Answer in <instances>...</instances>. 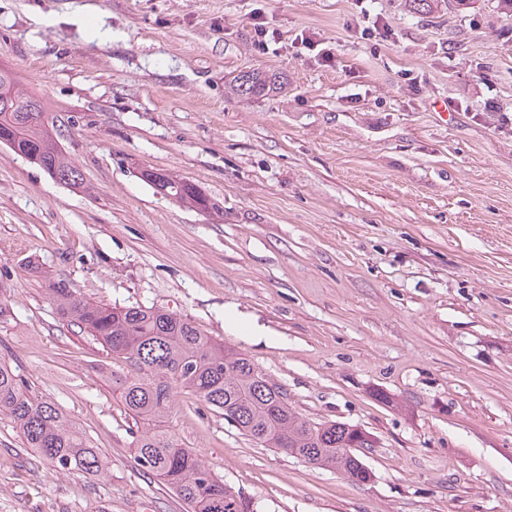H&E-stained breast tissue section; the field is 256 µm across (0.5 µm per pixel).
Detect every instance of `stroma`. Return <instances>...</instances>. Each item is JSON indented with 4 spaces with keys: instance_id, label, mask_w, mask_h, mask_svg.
Wrapping results in <instances>:
<instances>
[{
    "instance_id": "obj_1",
    "label": "stroma",
    "mask_w": 512,
    "mask_h": 512,
    "mask_svg": "<svg viewBox=\"0 0 512 512\" xmlns=\"http://www.w3.org/2000/svg\"><path fill=\"white\" fill-rule=\"evenodd\" d=\"M277 38L257 48L251 18ZM0 66L86 191L0 145V362L111 462L0 415V512H185L133 461L100 344L47 283L187 315L305 418L376 439L359 484L189 394L168 426L252 512H512V10L503 0H0ZM247 71L276 90L234 95ZM196 184L202 213L140 168Z\"/></svg>"
}]
</instances>
